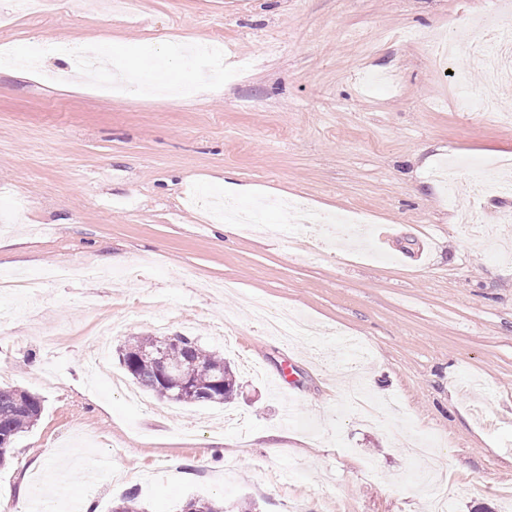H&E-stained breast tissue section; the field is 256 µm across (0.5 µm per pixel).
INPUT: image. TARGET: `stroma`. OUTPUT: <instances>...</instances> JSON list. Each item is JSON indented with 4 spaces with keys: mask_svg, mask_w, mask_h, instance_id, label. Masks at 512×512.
Instances as JSON below:
<instances>
[{
    "mask_svg": "<svg viewBox=\"0 0 512 512\" xmlns=\"http://www.w3.org/2000/svg\"><path fill=\"white\" fill-rule=\"evenodd\" d=\"M500 0H48L37 16L0 0V42L41 47L25 75L0 67V272L91 264L92 280L0 295V385L43 400L0 467V503L36 512L29 490L71 512L136 492L149 512L241 501L257 512H431L432 467L450 512H504L512 486V260L456 214L512 212V194L449 199L431 171L480 176L512 157V84L496 111L462 112L451 76L417 32L478 37ZM110 40L133 66L109 93L64 78L56 42ZM222 39L225 77L192 96L145 94L148 55ZM251 61L247 71L240 60ZM235 186L242 208L300 198L318 212L360 207L367 248L289 234L268 208L252 234L225 228L203 189ZM26 207L17 211L15 195ZM306 316L313 335H270L244 298ZM130 336H192L223 352L239 388L184 404L140 390L117 349ZM56 385H48L47 373ZM358 380L398 399L374 425L344 405ZM293 401L297 413L283 419Z\"/></svg>",
    "mask_w": 512,
    "mask_h": 512,
    "instance_id": "35a3bbf8",
    "label": "stroma"
}]
</instances>
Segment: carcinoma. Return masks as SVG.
<instances>
[{"instance_id": "1", "label": "carcinoma", "mask_w": 512, "mask_h": 512, "mask_svg": "<svg viewBox=\"0 0 512 512\" xmlns=\"http://www.w3.org/2000/svg\"><path fill=\"white\" fill-rule=\"evenodd\" d=\"M156 341V336L128 337L121 347L123 368L141 386L165 398L168 387L156 378L151 368L139 363L140 354ZM167 358L186 382V391L180 402L224 404L235 395L237 383L231 363L222 353L200 345L197 339L176 337L175 341L167 344ZM42 410L39 396L25 390L0 387V435L16 439L36 424ZM203 509L206 512H224V506L203 499L189 500L182 512H201Z\"/></svg>"}]
</instances>
